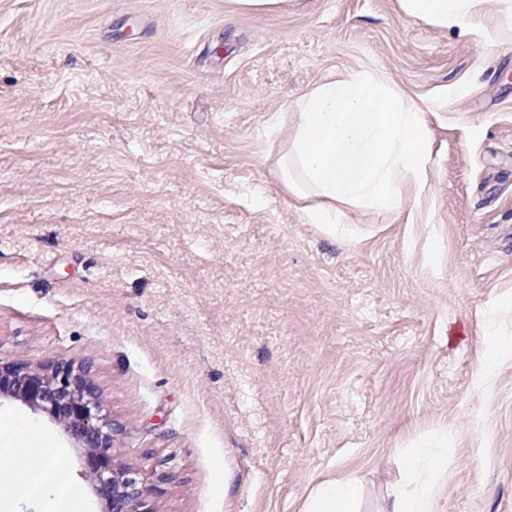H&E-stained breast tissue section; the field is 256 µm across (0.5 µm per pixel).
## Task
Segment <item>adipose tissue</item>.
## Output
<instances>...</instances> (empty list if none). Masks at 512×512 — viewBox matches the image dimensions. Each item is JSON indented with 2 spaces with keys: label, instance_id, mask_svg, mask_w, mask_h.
Wrapping results in <instances>:
<instances>
[{
  "label": "adipose tissue",
  "instance_id": "ef3b65f1",
  "mask_svg": "<svg viewBox=\"0 0 512 512\" xmlns=\"http://www.w3.org/2000/svg\"><path fill=\"white\" fill-rule=\"evenodd\" d=\"M405 13L420 20H430L448 26H463L479 11L482 0H402ZM440 439L423 443L413 448L405 467L411 480L416 484L412 495L401 496L392 512H435L436 489L427 481V471L440 461ZM12 456L21 474L20 479L4 478L14 494L29 490L33 479H41L43 493H51L55 482L75 485L76 479L56 448L46 440L37 443L18 441L13 445ZM359 489L355 484L321 483L315 490L308 512H356Z\"/></svg>",
  "mask_w": 512,
  "mask_h": 512
}]
</instances>
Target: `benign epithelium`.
Instances as JSON below:
<instances>
[{"label":"benign epithelium","instance_id":"7a95c632","mask_svg":"<svg viewBox=\"0 0 512 512\" xmlns=\"http://www.w3.org/2000/svg\"><path fill=\"white\" fill-rule=\"evenodd\" d=\"M21 401L43 414L83 449L85 475L108 512H152L148 502L167 476L149 483L140 472L118 463L112 447L121 428L107 415L87 366L48 359L33 364H0V398Z\"/></svg>","mask_w":512,"mask_h":512}]
</instances>
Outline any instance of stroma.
Here are the masks:
<instances>
[{
  "mask_svg": "<svg viewBox=\"0 0 512 512\" xmlns=\"http://www.w3.org/2000/svg\"><path fill=\"white\" fill-rule=\"evenodd\" d=\"M492 32L495 46L475 29ZM367 73L421 108L401 213L308 223L295 101ZM91 361L154 512H359L448 436L436 512H512V0H0V363ZM102 507L80 449L21 402ZM405 13L443 26H466L479 11L482 0H402ZM358 496L359 489L353 483L324 482L316 488L307 512H357Z\"/></svg>",
  "mask_w": 512,
  "mask_h": 512,
  "instance_id": "obj_1",
  "label": "stroma"
}]
</instances>
